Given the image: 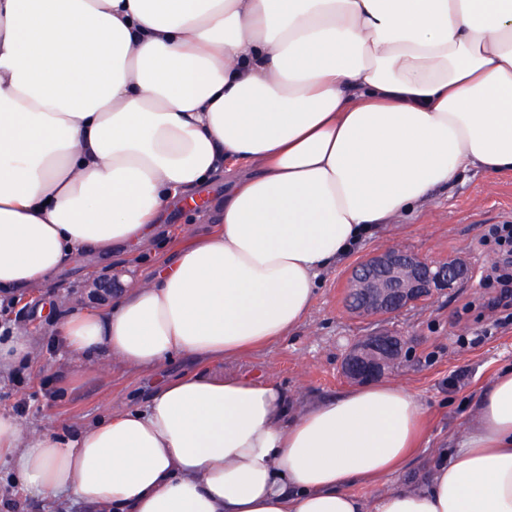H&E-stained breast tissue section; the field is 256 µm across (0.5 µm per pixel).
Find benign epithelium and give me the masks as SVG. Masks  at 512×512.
Here are the masks:
<instances>
[{"mask_svg": "<svg viewBox=\"0 0 512 512\" xmlns=\"http://www.w3.org/2000/svg\"><path fill=\"white\" fill-rule=\"evenodd\" d=\"M467 275V265L460 260L435 265L411 252H377L352 272L349 288L354 313L368 317L403 311L456 287ZM404 348L405 337L397 334L364 336L345 358L342 373L354 382L381 377L402 358Z\"/></svg>", "mask_w": 512, "mask_h": 512, "instance_id": "1", "label": "benign epithelium"}]
</instances>
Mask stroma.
<instances>
[{
    "instance_id": "obj_1",
    "label": "stroma",
    "mask_w": 512,
    "mask_h": 512,
    "mask_svg": "<svg viewBox=\"0 0 512 512\" xmlns=\"http://www.w3.org/2000/svg\"><path fill=\"white\" fill-rule=\"evenodd\" d=\"M229 184L216 177L193 200H181L161 217L163 231L151 248L131 253L79 257L56 275L42 297L0 308V325L23 331L38 351L15 378L0 381V413L19 418L30 429L54 416L60 435L108 412L144 406L156 381L197 369L189 357H177L146 373L117 364L93 372L69 362L53 333V317L39 312L41 298L54 299L57 310L105 309L109 300L90 293L92 281L124 280L152 270L176 246L196 233L212 230L221 217ZM494 224H512V173L468 172L458 182L436 190L387 232L366 237L343 262L322 276L304 324L287 339L224 368L245 376L274 380L295 408L337 395L350 385L341 372L352 342L391 331L404 336L407 349L390 381L413 392L427 407L428 441L411 460L402 482H419L436 452L475 420L474 400L501 368L512 365V319L501 320L482 306L481 270L497 258L480 238ZM400 248L443 263L462 258L468 277L456 288L392 316L365 318L346 306L353 269L371 254Z\"/></svg>"
}]
</instances>
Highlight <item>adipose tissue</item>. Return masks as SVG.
<instances>
[{
    "label": "adipose tissue",
    "mask_w": 512,
    "mask_h": 512,
    "mask_svg": "<svg viewBox=\"0 0 512 512\" xmlns=\"http://www.w3.org/2000/svg\"><path fill=\"white\" fill-rule=\"evenodd\" d=\"M470 169L512 173V0H0V302L232 184L220 227L54 329L83 364L203 370L66 437L0 414V465L85 512H512V368L371 506L355 485L425 434L414 394L375 380L295 413L215 370L294 333L324 271Z\"/></svg>",
    "instance_id": "obj_1"
}]
</instances>
